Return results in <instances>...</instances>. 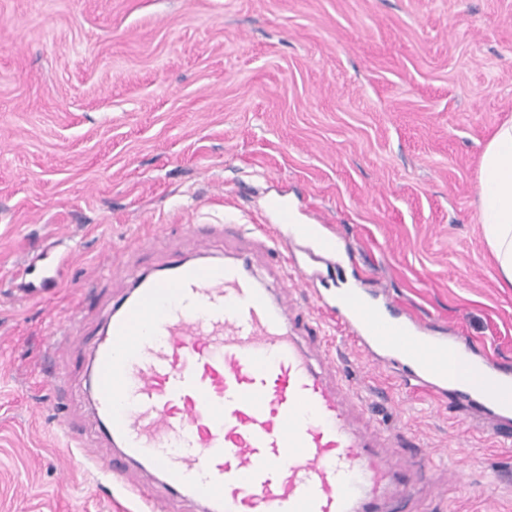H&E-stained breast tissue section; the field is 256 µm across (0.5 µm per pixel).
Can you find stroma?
Listing matches in <instances>:
<instances>
[{
    "label": "stroma",
    "mask_w": 512,
    "mask_h": 512,
    "mask_svg": "<svg viewBox=\"0 0 512 512\" xmlns=\"http://www.w3.org/2000/svg\"><path fill=\"white\" fill-rule=\"evenodd\" d=\"M510 116L512 0H0V512H202L121 462L87 347L53 332L96 341L127 268L228 259L250 235L187 225L257 235L271 197L341 234L356 287L383 285L512 368V288L477 217L480 157ZM46 258L60 286L24 293ZM276 265L259 253L251 270L323 322L371 421L424 443L421 512H512V426L401 390ZM72 438L93 455L67 451Z\"/></svg>",
    "instance_id": "obj_1"
}]
</instances>
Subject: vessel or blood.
I'll list each match as a JSON object with an SVG mask.
<instances>
[{"label": "vessel or blood", "mask_w": 512, "mask_h": 512, "mask_svg": "<svg viewBox=\"0 0 512 512\" xmlns=\"http://www.w3.org/2000/svg\"><path fill=\"white\" fill-rule=\"evenodd\" d=\"M268 206L293 235L340 255L337 239L293 224L287 200ZM91 347L99 431L127 458L156 468L170 497H202L209 512H384L393 487L409 492L404 465L361 425L363 403L326 360L316 368L305 342L318 322L274 302L247 261L175 258L160 273L135 274ZM321 306L402 384L433 396L448 390V367H478L512 383L486 349L438 336L377 295L337 292ZM474 410L512 419L493 391L460 386Z\"/></svg>", "instance_id": "obj_1"}]
</instances>
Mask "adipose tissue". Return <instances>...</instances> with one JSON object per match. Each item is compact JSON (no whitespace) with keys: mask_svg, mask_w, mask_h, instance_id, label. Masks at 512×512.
Wrapping results in <instances>:
<instances>
[{"mask_svg":"<svg viewBox=\"0 0 512 512\" xmlns=\"http://www.w3.org/2000/svg\"><path fill=\"white\" fill-rule=\"evenodd\" d=\"M478 221L499 274L512 288V119L494 132L480 161Z\"/></svg>","mask_w":512,"mask_h":512,"instance_id":"ef3b65f1","label":"adipose tissue"}]
</instances>
